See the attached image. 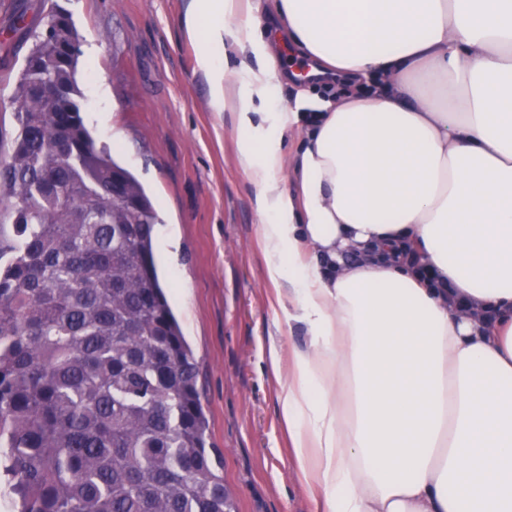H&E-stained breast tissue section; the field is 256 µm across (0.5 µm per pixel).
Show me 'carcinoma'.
Wrapping results in <instances>:
<instances>
[{"label": "carcinoma", "mask_w": 512, "mask_h": 512, "mask_svg": "<svg viewBox=\"0 0 512 512\" xmlns=\"http://www.w3.org/2000/svg\"><path fill=\"white\" fill-rule=\"evenodd\" d=\"M34 40L0 161V498L11 512H236L160 284L159 217L96 148L63 9Z\"/></svg>", "instance_id": "carcinoma-1"}]
</instances>
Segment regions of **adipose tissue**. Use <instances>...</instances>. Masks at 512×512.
<instances>
[{"instance_id":"ef3b65f1","label":"adipose tissue","mask_w":512,"mask_h":512,"mask_svg":"<svg viewBox=\"0 0 512 512\" xmlns=\"http://www.w3.org/2000/svg\"><path fill=\"white\" fill-rule=\"evenodd\" d=\"M184 26L308 337L265 352L306 494L512 512V0H189ZM269 29L341 93L272 106Z\"/></svg>"}]
</instances>
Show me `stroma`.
<instances>
[{"instance_id": "1", "label": "stroma", "mask_w": 512, "mask_h": 512, "mask_svg": "<svg viewBox=\"0 0 512 512\" xmlns=\"http://www.w3.org/2000/svg\"><path fill=\"white\" fill-rule=\"evenodd\" d=\"M70 12L82 45L77 82L97 149L144 186L159 214L155 258L197 361L209 442L224 456L238 512H317L301 489L277 385L263 353L271 336L303 345L300 325L276 327L259 245L256 189L237 160L239 133L211 105L184 30L187 0H0V40L16 12L43 25L52 4ZM31 48L18 43L0 76V154L16 126L11 98ZM108 92L92 97L93 82Z\"/></svg>"}]
</instances>
